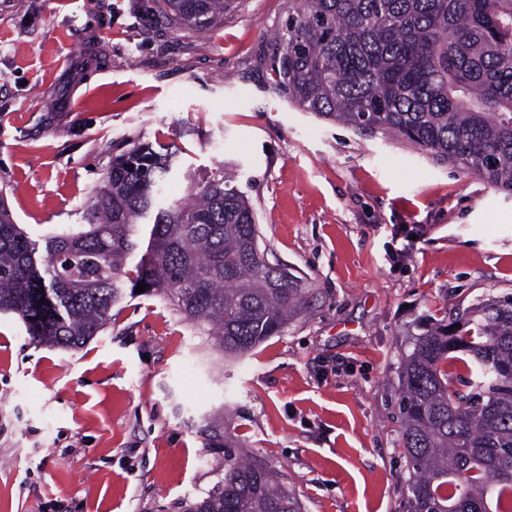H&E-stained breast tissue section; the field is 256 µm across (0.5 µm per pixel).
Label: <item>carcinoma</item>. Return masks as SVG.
<instances>
[{
	"mask_svg": "<svg viewBox=\"0 0 512 512\" xmlns=\"http://www.w3.org/2000/svg\"><path fill=\"white\" fill-rule=\"evenodd\" d=\"M157 7L197 31L224 14V0ZM277 39L276 88L292 104L399 136L512 194V0H294ZM180 167L171 146L134 142L112 156L87 223L36 238L0 199V313L36 343L75 349L146 284L226 351L281 335L309 288L266 263L235 174L199 181ZM179 172L186 197L159 204ZM400 383L408 512H512V298L480 301L414 337ZM299 509L274 469L230 458L224 480L187 512Z\"/></svg>",
	"mask_w": 512,
	"mask_h": 512,
	"instance_id": "1",
	"label": "carcinoma"
}]
</instances>
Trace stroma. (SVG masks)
<instances>
[{"label":"stroma","mask_w":512,"mask_h":512,"mask_svg":"<svg viewBox=\"0 0 512 512\" xmlns=\"http://www.w3.org/2000/svg\"><path fill=\"white\" fill-rule=\"evenodd\" d=\"M151 4L0 0V195L37 234L84 223L119 144L234 166L309 305L243 354L157 294L75 350L0 314V512H185L228 456L278 469L300 512H406L400 362L423 323L512 296V194L291 105L288 0H230L202 32Z\"/></svg>","instance_id":"stroma-1"}]
</instances>
